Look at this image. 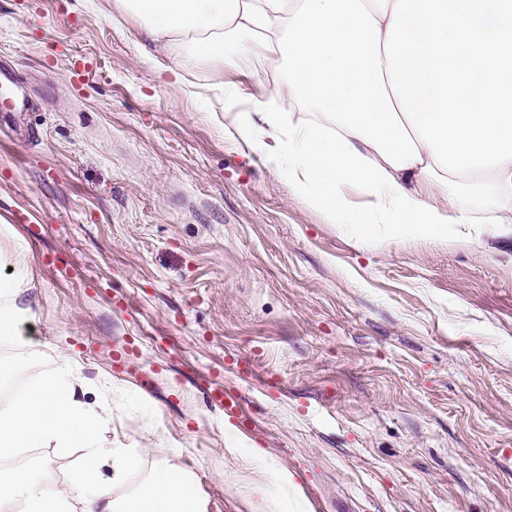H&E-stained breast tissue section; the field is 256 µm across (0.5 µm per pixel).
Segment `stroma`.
<instances>
[{
  "instance_id": "1",
  "label": "stroma",
  "mask_w": 512,
  "mask_h": 512,
  "mask_svg": "<svg viewBox=\"0 0 512 512\" xmlns=\"http://www.w3.org/2000/svg\"><path fill=\"white\" fill-rule=\"evenodd\" d=\"M3 66L27 101L0 124V220L30 247L26 378L65 353L77 399L111 404L113 445L141 451L115 494L172 463L204 512L287 502L285 473L309 512H512L511 236L340 233L224 109L219 85L272 96L278 63L214 72L115 0H0ZM209 396L216 403L220 405L224 404V413L229 415L233 420H238L243 425L249 422L253 424V419L247 416L240 403V396L233 391L224 389L221 385L214 386L211 388Z\"/></svg>"
}]
</instances>
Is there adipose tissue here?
I'll return each instance as SVG.
<instances>
[{
    "instance_id": "adipose-tissue-1",
    "label": "adipose tissue",
    "mask_w": 512,
    "mask_h": 512,
    "mask_svg": "<svg viewBox=\"0 0 512 512\" xmlns=\"http://www.w3.org/2000/svg\"><path fill=\"white\" fill-rule=\"evenodd\" d=\"M157 41L183 43L192 59L220 69L225 35L242 55H270L287 70L275 87L304 105L305 118L254 100L224 108L253 153L283 167L295 196L342 233L379 247L462 237L474 214L491 212L490 236L512 229V0H118ZM358 184V209L344 193ZM29 246L15 239L0 278V342L18 340L30 310ZM68 356L0 402V457L18 448H77L65 481L46 490L41 470L1 469L0 503L28 512H202L193 477L171 464L131 496L113 481L139 465L113 447L107 407L75 397Z\"/></svg>"
}]
</instances>
